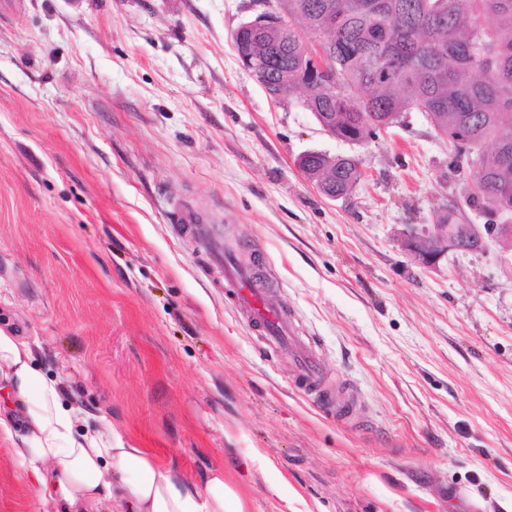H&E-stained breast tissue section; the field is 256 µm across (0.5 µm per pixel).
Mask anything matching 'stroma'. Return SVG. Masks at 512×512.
<instances>
[{
	"mask_svg": "<svg viewBox=\"0 0 512 512\" xmlns=\"http://www.w3.org/2000/svg\"><path fill=\"white\" fill-rule=\"evenodd\" d=\"M253 0H5L0 5V327L63 398L244 512H512V238L414 262L409 224L471 196L419 112L375 138L326 133L276 100L233 35ZM359 158L353 193L297 165ZM218 221L288 306L337 421L291 386L224 279L172 219ZM0 512H56L0 439Z\"/></svg>",
	"mask_w": 512,
	"mask_h": 512,
	"instance_id": "1",
	"label": "stroma"
}]
</instances>
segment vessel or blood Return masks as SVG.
I'll return each instance as SVG.
<instances>
[{"label":"vessel or blood","instance_id":"1","mask_svg":"<svg viewBox=\"0 0 512 512\" xmlns=\"http://www.w3.org/2000/svg\"><path fill=\"white\" fill-rule=\"evenodd\" d=\"M177 221L190 225L191 235L208 246L213 258L224 271V282L235 309L247 326L259 331L265 342L287 340L289 351L297 358V369L292 376L293 385L306 394H316L318 361L295 337L287 311L267 305L266 291L260 288L255 274L221 251L218 239L209 229L203 228L201 215L185 213L178 216Z\"/></svg>","mask_w":512,"mask_h":512}]
</instances>
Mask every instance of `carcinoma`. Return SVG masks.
<instances>
[{"instance_id": "cac0c4a2", "label": "carcinoma", "mask_w": 512, "mask_h": 512, "mask_svg": "<svg viewBox=\"0 0 512 512\" xmlns=\"http://www.w3.org/2000/svg\"><path fill=\"white\" fill-rule=\"evenodd\" d=\"M364 0H288V24L263 35L246 29L268 67L265 88L301 91L304 108L326 119L336 138L358 143L397 123L404 112L425 114L447 136L452 162L464 152L483 161L473 175V197L490 213L512 214V0H383L370 13ZM332 8L336 26L322 36L336 71V91L317 87L303 61L315 50L308 23ZM395 57L401 67L386 80L380 72ZM492 148H485V143ZM325 156L299 160L321 192L349 196L362 178L358 160L338 155L328 177Z\"/></svg>"}]
</instances>
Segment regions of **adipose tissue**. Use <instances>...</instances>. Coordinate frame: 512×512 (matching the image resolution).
<instances>
[{
  "label": "adipose tissue",
  "mask_w": 512,
  "mask_h": 512,
  "mask_svg": "<svg viewBox=\"0 0 512 512\" xmlns=\"http://www.w3.org/2000/svg\"><path fill=\"white\" fill-rule=\"evenodd\" d=\"M0 435L10 441L29 480L62 512H98L106 499L128 500L132 512H244L236 491L215 473L204 489L158 464L143 448L125 447L111 421L79 427L30 345L0 328Z\"/></svg>",
  "instance_id": "adipose-tissue-1"
}]
</instances>
